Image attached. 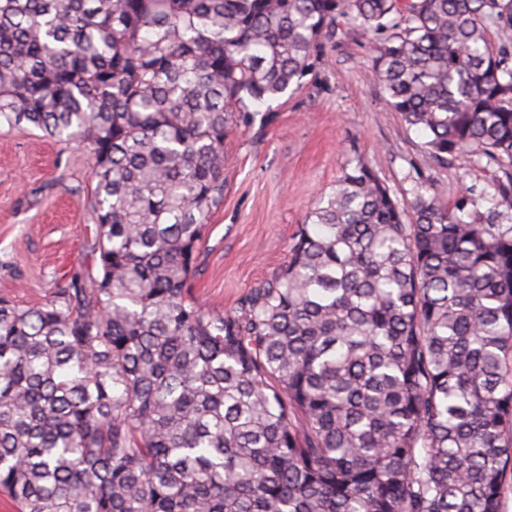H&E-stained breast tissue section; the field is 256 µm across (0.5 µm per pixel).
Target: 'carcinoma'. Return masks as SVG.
<instances>
[{"label":"carcinoma","mask_w":512,"mask_h":512,"mask_svg":"<svg viewBox=\"0 0 512 512\" xmlns=\"http://www.w3.org/2000/svg\"><path fill=\"white\" fill-rule=\"evenodd\" d=\"M373 36L426 162L498 167L512 210V0H0V125L85 143L97 272L0 299V492L19 512H502L512 224L399 201L347 164L288 265L192 294L224 132L336 20Z\"/></svg>","instance_id":"1"}]
</instances>
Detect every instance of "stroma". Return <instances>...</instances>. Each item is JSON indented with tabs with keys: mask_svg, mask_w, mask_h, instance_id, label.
<instances>
[{
	"mask_svg": "<svg viewBox=\"0 0 512 512\" xmlns=\"http://www.w3.org/2000/svg\"><path fill=\"white\" fill-rule=\"evenodd\" d=\"M373 39L337 21L311 70L253 124L224 136V204L208 219L193 294L226 311L288 263L293 236L347 162L369 164L401 200L426 188L455 203L467 188L499 203L503 174L473 162L429 168L422 135L388 103ZM92 161L83 143L0 127V298L41 304L59 278L94 262Z\"/></svg>",
	"mask_w": 512,
	"mask_h": 512,
	"instance_id": "obj_1",
	"label": "stroma"
}]
</instances>
